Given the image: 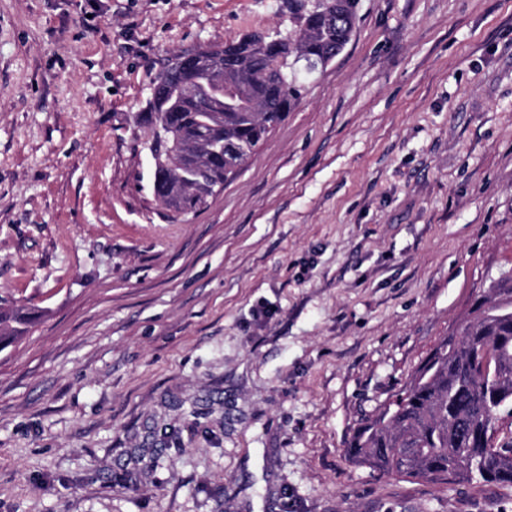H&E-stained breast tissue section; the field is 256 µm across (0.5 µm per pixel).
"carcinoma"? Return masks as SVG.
<instances>
[{
	"label": "carcinoma",
	"instance_id": "carcinoma-1",
	"mask_svg": "<svg viewBox=\"0 0 512 512\" xmlns=\"http://www.w3.org/2000/svg\"><path fill=\"white\" fill-rule=\"evenodd\" d=\"M361 0H288V36L249 32L170 57L153 81L139 124L152 133L153 195L177 215L205 208L241 170L306 90L302 72L336 58L351 41ZM207 58L208 71L191 60ZM224 83L212 98L179 103L170 89L195 79ZM239 104L224 106V100ZM41 313L0 305V350L31 331ZM488 372L474 370L482 350ZM512 272L478 299L455 333L442 338L409 381L352 435L353 461L435 485L480 479L512 486Z\"/></svg>",
	"mask_w": 512,
	"mask_h": 512
}]
</instances>
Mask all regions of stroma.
Segmentation results:
<instances>
[{
	"instance_id": "35a3bbf8",
	"label": "stroma",
	"mask_w": 512,
	"mask_h": 512,
	"mask_svg": "<svg viewBox=\"0 0 512 512\" xmlns=\"http://www.w3.org/2000/svg\"><path fill=\"white\" fill-rule=\"evenodd\" d=\"M283 0H0V512H512L352 462L512 268V0H362L207 208L136 122L174 52ZM42 314L29 309L2 306L0 298V350L31 331Z\"/></svg>"
}]
</instances>
